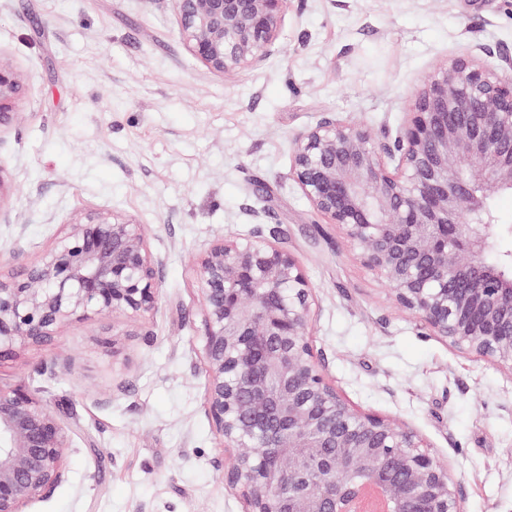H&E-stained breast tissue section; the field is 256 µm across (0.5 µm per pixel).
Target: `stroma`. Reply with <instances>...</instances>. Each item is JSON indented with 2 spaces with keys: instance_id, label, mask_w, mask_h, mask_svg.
Instances as JSON below:
<instances>
[{
  "instance_id": "obj_1",
  "label": "stroma",
  "mask_w": 512,
  "mask_h": 512,
  "mask_svg": "<svg viewBox=\"0 0 512 512\" xmlns=\"http://www.w3.org/2000/svg\"><path fill=\"white\" fill-rule=\"evenodd\" d=\"M176 29L168 0H0V59L26 75V118L0 132V272L86 211L145 224L161 263L145 320L75 322L0 356V384L40 389L74 427L68 482L31 512H245L205 408L193 260L259 228L315 288L310 342L338 393L417 431L465 512H512V371L392 304L289 176L295 138L322 117L397 129L440 61L512 53V0H290L281 51L232 76Z\"/></svg>"
}]
</instances>
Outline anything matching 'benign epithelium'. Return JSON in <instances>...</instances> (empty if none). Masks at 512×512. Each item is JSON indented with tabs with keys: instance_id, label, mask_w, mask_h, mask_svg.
Segmentation results:
<instances>
[{
	"instance_id": "benign-epithelium-1",
	"label": "benign epithelium",
	"mask_w": 512,
	"mask_h": 512,
	"mask_svg": "<svg viewBox=\"0 0 512 512\" xmlns=\"http://www.w3.org/2000/svg\"><path fill=\"white\" fill-rule=\"evenodd\" d=\"M289 0H170L178 36L234 74L278 51ZM24 74L0 62V127L23 122ZM289 176L340 227L391 301L450 347L512 371V259L489 199L512 193V55H461L423 81L395 132L321 118L293 145ZM205 407L246 512H463L448 466L413 430L352 408L309 341L313 286L257 229L222 236L196 266ZM159 260L144 225L76 216L40 261L0 274V354L91 318L137 322L157 305ZM73 428L25 385L0 386V512H30L68 480Z\"/></svg>"
}]
</instances>
